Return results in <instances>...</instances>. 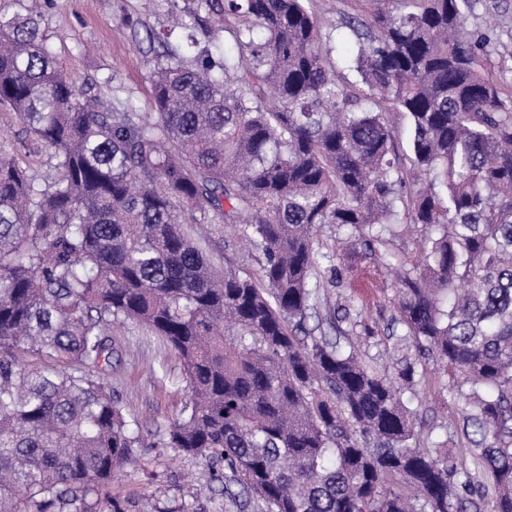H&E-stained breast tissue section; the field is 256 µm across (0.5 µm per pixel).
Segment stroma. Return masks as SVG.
Listing matches in <instances>:
<instances>
[{
  "label": "stroma",
  "mask_w": 512,
  "mask_h": 512,
  "mask_svg": "<svg viewBox=\"0 0 512 512\" xmlns=\"http://www.w3.org/2000/svg\"><path fill=\"white\" fill-rule=\"evenodd\" d=\"M323 34L329 35L336 56L347 55L354 43L348 21L368 18L373 0H304ZM193 0H41L40 29L60 65L88 95L110 103L131 98L138 111L151 109V82L158 45L149 43L147 30L170 28L175 16L193 9ZM469 28L493 27L495 41L482 68L512 100V0H478L467 17ZM0 144L15 148L23 163L42 182L54 180L56 170L49 150L26 138L22 122L0 108ZM324 252L344 258L343 285L328 289L330 306L357 297L362 324L354 333L361 354L371 363L395 370L407 353L395 348L389 324L396 314L394 278L383 266L351 254L347 235L324 231ZM111 339L119 358L104 381L125 410L144 430L156 431L178 416L188 398L182 369L175 354L147 328L113 326ZM416 403L426 423L448 427L456 437L455 394L446 377L424 364ZM140 465L125 469L109 489L126 512H227L219 485L201 459L175 448L138 449Z\"/></svg>",
  "instance_id": "stroma-1"
}]
</instances>
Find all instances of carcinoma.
Wrapping results in <instances>:
<instances>
[{
	"instance_id": "carcinoma-1",
	"label": "carcinoma",
	"mask_w": 512,
	"mask_h": 512,
	"mask_svg": "<svg viewBox=\"0 0 512 512\" xmlns=\"http://www.w3.org/2000/svg\"><path fill=\"white\" fill-rule=\"evenodd\" d=\"M16 2L0 105L57 177L0 148V512H125L108 488L143 437L101 378L114 323L179 358L189 401L158 444L207 461L237 512H512V105L468 0H379L337 63L304 0H198L233 48L200 47L196 13L178 41L148 31L144 113L80 90ZM208 220L239 225L256 277L218 268L193 235ZM404 223L411 268L387 246ZM333 227L397 271L391 335L457 392L466 453L421 439L415 363L363 359L354 299L322 314ZM421 227L408 224L396 226L391 238V247L405 256L411 264H416L420 256Z\"/></svg>"
}]
</instances>
